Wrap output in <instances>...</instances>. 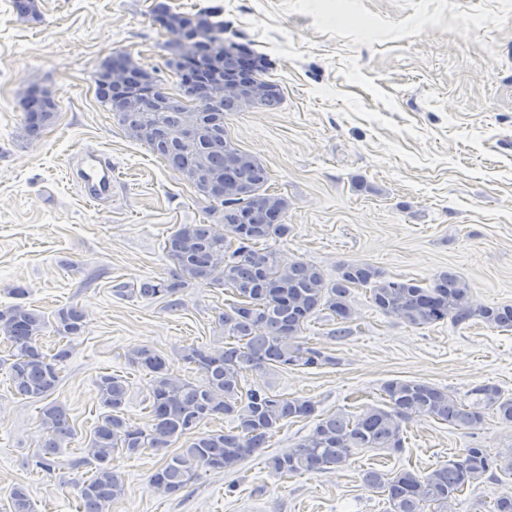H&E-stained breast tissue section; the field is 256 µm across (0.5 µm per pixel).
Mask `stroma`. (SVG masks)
<instances>
[{
  "label": "stroma",
  "instance_id": "stroma-1",
  "mask_svg": "<svg viewBox=\"0 0 512 512\" xmlns=\"http://www.w3.org/2000/svg\"><path fill=\"white\" fill-rule=\"evenodd\" d=\"M157 0H36L20 15L0 0V306L12 288L53 316L84 314L71 340L54 400L74 430L51 471L33 458L45 433L40 403L14 394L0 370V512L24 485L33 512H77V486L92 466L84 449L104 413L96 378L110 373L129 388L125 414L146 426L150 378L127 355L149 345L166 356L195 345L223 349L217 323L223 287L190 282L178 306L133 295L175 268L164 247L183 224H205L206 203L183 175L128 137L96 97L94 76L113 52L144 65L167 92L168 33L153 21ZM173 11H224L225 35L250 45L283 91L273 110L227 115L238 148L269 169L271 191L288 201V236L269 241L281 260H302L335 277L339 265L367 262L387 277L429 286L453 271L482 305L512 304V0H165ZM58 108L39 136L24 130L21 101L31 85ZM112 163V196L81 190V160ZM349 333L313 317L302 338L337 363L321 369L272 368L250 383L307 397L321 411L360 413L384 382L413 379L463 398L491 383L512 394V330L482 320L425 328L378 311L353 289ZM314 421L273 434L235 471H206L176 495L150 477L163 456L115 455L126 486L111 512H388L380 490L362 477L375 469L424 473L473 445L512 449V424L490 415L476 429L425 416L404 428L391 453L365 449L340 467L277 477L266 461L308 436ZM512 495L502 473L467 486L454 512H487Z\"/></svg>",
  "mask_w": 512,
  "mask_h": 512
}]
</instances>
